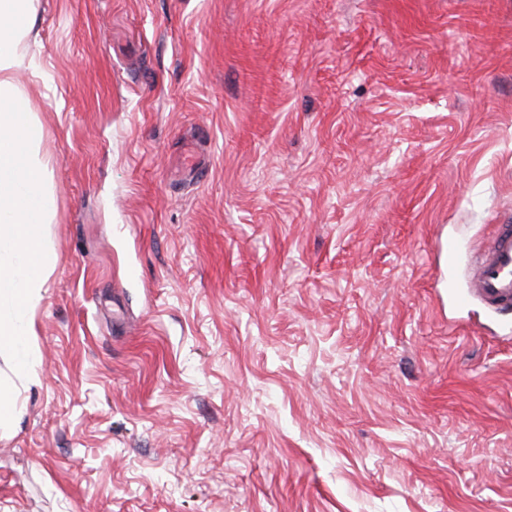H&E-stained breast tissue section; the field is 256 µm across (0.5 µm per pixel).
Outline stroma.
<instances>
[{
  "mask_svg": "<svg viewBox=\"0 0 512 512\" xmlns=\"http://www.w3.org/2000/svg\"><path fill=\"white\" fill-rule=\"evenodd\" d=\"M36 10L0 512H512V317L448 294L512 214V0ZM21 409L15 385L0 376V430L10 428Z\"/></svg>",
  "mask_w": 512,
  "mask_h": 512,
  "instance_id": "35a3bbf8",
  "label": "stroma"
}]
</instances>
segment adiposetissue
Segmentation results:
<instances>
[{
  "label": "adipose tissue",
  "mask_w": 512,
  "mask_h": 512,
  "mask_svg": "<svg viewBox=\"0 0 512 512\" xmlns=\"http://www.w3.org/2000/svg\"><path fill=\"white\" fill-rule=\"evenodd\" d=\"M34 0H0V357L34 380L39 361L29 341L30 314L56 264L47 234L49 179L39 156L41 128L16 73L32 64L26 43Z\"/></svg>",
  "instance_id": "adipose-tissue-1"
}]
</instances>
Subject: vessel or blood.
<instances>
[{
    "mask_svg": "<svg viewBox=\"0 0 512 512\" xmlns=\"http://www.w3.org/2000/svg\"><path fill=\"white\" fill-rule=\"evenodd\" d=\"M468 293L500 315L512 313V217L495 224L469 268Z\"/></svg>",
    "mask_w": 512,
    "mask_h": 512,
    "instance_id": "1",
    "label": "vessel or blood"
}]
</instances>
